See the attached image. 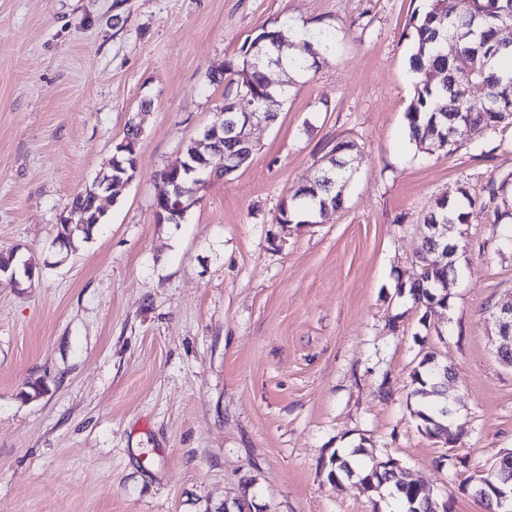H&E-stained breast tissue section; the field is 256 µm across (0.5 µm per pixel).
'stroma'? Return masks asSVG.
Returning <instances> with one entry per match:
<instances>
[{"label": "stroma", "instance_id": "stroma-1", "mask_svg": "<svg viewBox=\"0 0 512 512\" xmlns=\"http://www.w3.org/2000/svg\"><path fill=\"white\" fill-rule=\"evenodd\" d=\"M426 0H0V512H399L331 484L334 451L399 460L451 512L512 450V367L492 310L512 304V241L490 214L450 227L466 251L448 305L398 294L436 198L512 172V126L418 151L405 112ZM327 40L255 134L250 163L158 223L159 174L223 105L261 28ZM137 174L102 225L57 242L73 197L110 169L131 119ZM353 144L341 208L281 224L282 203ZM454 369L449 446L412 416L411 373Z\"/></svg>", "mask_w": 512, "mask_h": 512}]
</instances>
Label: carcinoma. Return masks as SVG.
<instances>
[{
	"mask_svg": "<svg viewBox=\"0 0 512 512\" xmlns=\"http://www.w3.org/2000/svg\"><path fill=\"white\" fill-rule=\"evenodd\" d=\"M508 25H512V0H471L469 11L464 16L457 14L456 0H427L422 13L415 16V34L408 56V69L414 79V96L405 119L409 140L418 150H430L444 134L448 135L447 147L450 148L460 141H472L488 131L512 124V51L503 50L491 58L486 57L487 52L496 46L499 30ZM447 39L458 45L457 55L453 57L443 50L442 43ZM275 42L296 48L287 64L297 73L308 71L311 60L318 55V49L311 41L293 39L284 29L263 27L250 41L242 67L235 72L237 89L253 97L266 95L262 63ZM452 96L464 97L466 106L460 112L447 114L448 98ZM211 148L223 150L226 156L239 154V164L243 166L251 159V155L241 153V148L224 140L222 132L211 143ZM353 149L354 145L349 142L336 143L324 166L326 170L336 171V181L330 184L321 178L304 189L296 190L282 204L277 222L304 224L315 208L324 205L332 209L340 207L349 181V156ZM115 151L126 163L119 171L110 170L103 174L98 178L99 184L91 185L73 198L70 214L75 223L89 227L104 223V213L98 204L104 187L112 185L116 176L125 181L136 177L129 146L120 142ZM177 183L184 187L183 195L179 196L183 208L174 214L166 211L167 196L174 195ZM197 186L198 183L184 174L177 177L172 172H162L155 198L164 212H156L158 222H179L195 203ZM510 188L512 173L498 180H490L485 193L477 197L459 186L454 195L435 199L425 221L467 224L472 215L479 211L493 214L495 225L506 224L512 221V210H503L500 204L506 202ZM430 251V242L423 241L418 259L425 272L413 282L398 285L399 293L407 294L413 303L429 310L448 302V288L444 280L451 274L448 266L435 265V256ZM431 357L433 354H425L411 376V396L415 399L413 415L419 421L422 432L446 444H453L457 441L453 423L447 420L441 429L436 424L440 420L439 408L448 399V382L441 381ZM361 452V445L356 446L349 455L334 452L325 468L326 479L337 483L343 478H354L362 492L369 496L379 494L382 488L390 486L404 502L406 512L439 510V502L432 495L404 477L397 460L391 458L378 463L352 460V456ZM495 483V473L489 469L466 479L459 485V490L465 493L471 488L482 487L488 492Z\"/></svg>",
	"mask_w": 512,
	"mask_h": 512,
	"instance_id": "carcinoma-1",
	"label": "carcinoma"
}]
</instances>
